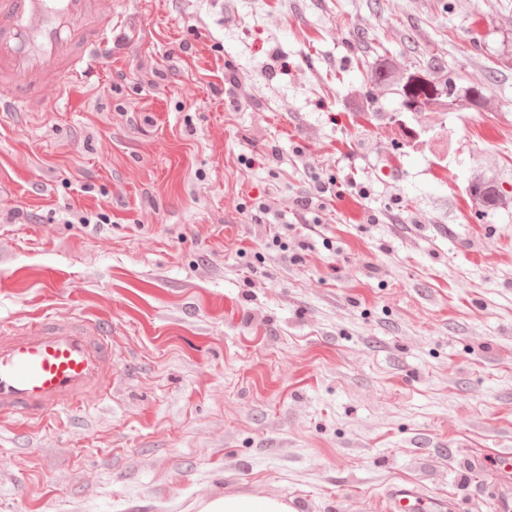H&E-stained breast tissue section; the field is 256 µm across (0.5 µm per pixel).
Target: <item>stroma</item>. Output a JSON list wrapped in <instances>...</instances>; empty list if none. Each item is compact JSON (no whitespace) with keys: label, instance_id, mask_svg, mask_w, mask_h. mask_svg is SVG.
<instances>
[{"label":"stroma","instance_id":"obj_1","mask_svg":"<svg viewBox=\"0 0 512 512\" xmlns=\"http://www.w3.org/2000/svg\"><path fill=\"white\" fill-rule=\"evenodd\" d=\"M412 75L485 98L414 112ZM473 156L512 194V0H122L72 103L0 115V323L108 314L115 357L111 401L0 420V512H493L512 208ZM475 197L483 207H492L499 202L502 193L500 184L493 179H483L473 186ZM200 512H297L284 498L224 495L205 502Z\"/></svg>","mask_w":512,"mask_h":512}]
</instances>
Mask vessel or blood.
<instances>
[{"label":"vessel or blood","mask_w":512,"mask_h":512,"mask_svg":"<svg viewBox=\"0 0 512 512\" xmlns=\"http://www.w3.org/2000/svg\"><path fill=\"white\" fill-rule=\"evenodd\" d=\"M119 0H0V112L71 99L112 52ZM112 322L38 315L0 336V417L43 422L112 391Z\"/></svg>","instance_id":"b4317fda"}]
</instances>
